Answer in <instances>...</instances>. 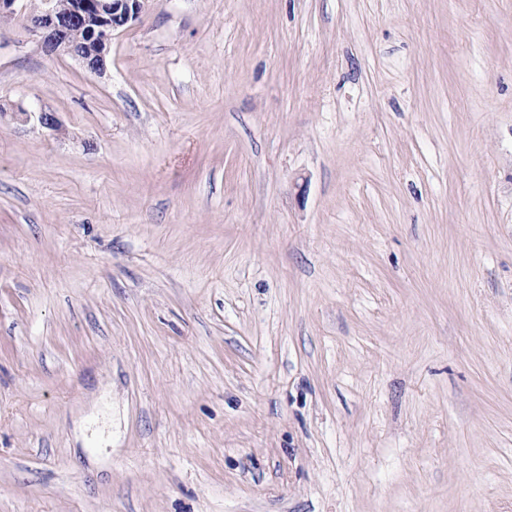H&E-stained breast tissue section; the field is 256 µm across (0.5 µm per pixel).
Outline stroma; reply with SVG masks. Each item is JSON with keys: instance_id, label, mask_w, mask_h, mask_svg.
Instances as JSON below:
<instances>
[{"instance_id": "1", "label": "stroma", "mask_w": 512, "mask_h": 512, "mask_svg": "<svg viewBox=\"0 0 512 512\" xmlns=\"http://www.w3.org/2000/svg\"><path fill=\"white\" fill-rule=\"evenodd\" d=\"M0 512H512V0L1 23ZM38 2L24 15L27 31L49 52L100 72L114 33L139 20L149 0H68L64 8L58 0Z\"/></svg>"}]
</instances>
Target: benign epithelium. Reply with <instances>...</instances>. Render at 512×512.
I'll use <instances>...</instances> for the list:
<instances>
[{"instance_id":"benign-epithelium-1","label":"benign epithelium","mask_w":512,"mask_h":512,"mask_svg":"<svg viewBox=\"0 0 512 512\" xmlns=\"http://www.w3.org/2000/svg\"><path fill=\"white\" fill-rule=\"evenodd\" d=\"M149 0H38L24 15L27 31L49 52L69 56L86 69H103L114 33L139 20Z\"/></svg>"}]
</instances>
